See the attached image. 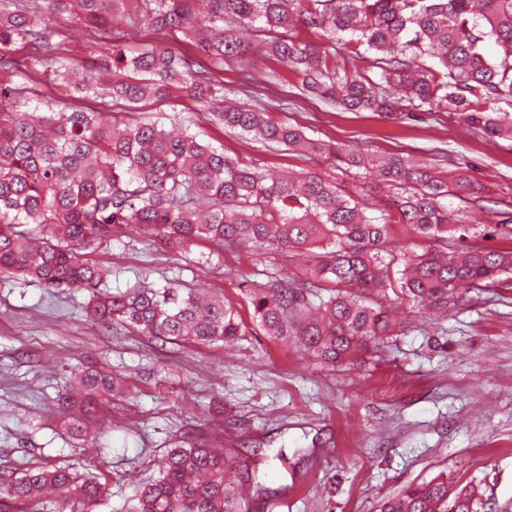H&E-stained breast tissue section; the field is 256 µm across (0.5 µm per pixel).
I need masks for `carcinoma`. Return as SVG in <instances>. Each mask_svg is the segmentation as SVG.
<instances>
[{"label":"carcinoma","instance_id":"cac0c4a2","mask_svg":"<svg viewBox=\"0 0 512 512\" xmlns=\"http://www.w3.org/2000/svg\"><path fill=\"white\" fill-rule=\"evenodd\" d=\"M151 17L153 35L130 52L129 35L113 25L136 13ZM75 14L96 36V60L71 57L51 19ZM315 96L351 111L391 115L393 89L416 109L460 114L490 138L512 140V0H0V275L46 288L86 290L93 324L121 325L165 343L210 345L245 332L234 305L205 288L105 291L112 275L90 254L133 226L160 247L183 253L198 240L220 249L248 248L297 258L285 278L249 289L256 326L275 341L296 338L317 361L352 364L376 347L390 323L374 306L394 295L446 310L464 286L496 285L512 271V252L479 246L420 253L396 245L395 224L422 239L464 240L466 225L442 203L481 194L466 172L441 171L398 154L367 158L351 147L309 138L273 121L264 108L225 104L208 62H235L253 43ZM188 40L202 57L186 59L172 42ZM498 47L494 58L486 43ZM28 47L30 52L17 51ZM362 59L369 68L348 69ZM50 75L73 90L71 106L21 109L29 83ZM184 93L225 127L267 147L372 166L396 192L380 215L316 172L270 179L256 166L224 156L175 119L130 115ZM92 99L93 107L84 106ZM48 229L38 238L23 226ZM76 391L60 398L63 427L86 437L100 408L125 394L103 371L75 374ZM224 449L179 440L157 475L135 482L113 512H246L247 500L225 483ZM98 474L29 467L0 484V512L82 506L93 512L106 492ZM481 498L439 473L409 484L380 512H480Z\"/></svg>","mask_w":512,"mask_h":512}]
</instances>
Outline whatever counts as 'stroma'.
Returning a JSON list of instances; mask_svg holds the SVG:
<instances>
[{
    "instance_id": "35a3bbf8",
    "label": "stroma",
    "mask_w": 512,
    "mask_h": 512,
    "mask_svg": "<svg viewBox=\"0 0 512 512\" xmlns=\"http://www.w3.org/2000/svg\"><path fill=\"white\" fill-rule=\"evenodd\" d=\"M245 68L264 80L256 102L309 137L467 170L484 193L448 205L470 227L468 243L512 251V141L428 106L398 102L388 118L326 106L258 53L214 75L239 87ZM175 107L227 157L273 174L314 169L375 204L389 192L372 173L247 143L187 96ZM91 258L111 268L116 292L206 288L235 305L246 332L227 344L164 346L88 323V292L0 278V475L32 466L102 472L110 501L98 512H112L133 479L151 476L183 438L224 449L229 488L248 490L249 512H272L283 500L288 512H378L383 498L441 472L478 487L485 512H512V288L471 291L463 306L437 315L384 299L393 325L385 343L333 368L268 338L253 321L248 288L266 274L287 276V254L220 252L204 240L174 254L128 226ZM87 366L121 377L127 394L104 411L101 434L83 442L64 431L57 397Z\"/></svg>"
}]
</instances>
